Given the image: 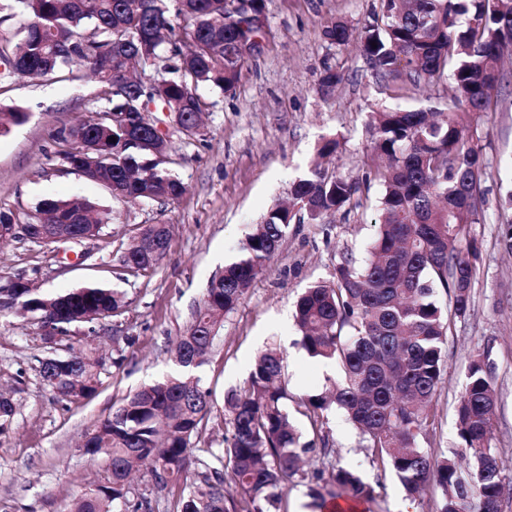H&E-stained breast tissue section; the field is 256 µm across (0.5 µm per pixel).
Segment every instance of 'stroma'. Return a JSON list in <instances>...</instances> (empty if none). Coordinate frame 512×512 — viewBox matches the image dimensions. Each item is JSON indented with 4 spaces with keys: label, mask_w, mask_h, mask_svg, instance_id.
<instances>
[{
    "label": "stroma",
    "mask_w": 512,
    "mask_h": 512,
    "mask_svg": "<svg viewBox=\"0 0 512 512\" xmlns=\"http://www.w3.org/2000/svg\"><path fill=\"white\" fill-rule=\"evenodd\" d=\"M380 10V0H266L268 28L261 54L250 60L234 94L199 88L207 103L205 127L192 143L171 137L175 174L185 193L169 203L136 205L113 201L103 187L52 161L53 133L95 111V83L84 70L73 79L33 81L0 76V107H18L27 121L0 137V210L33 213L46 197L80 195L111 209L114 221L93 240L57 250L14 240L0 247V272L36 278L44 288L64 291L86 285L125 290L128 307L97 324L93 342L111 352L114 336L132 337L123 348L122 367H108L97 393L72 403L56 401L42 386L36 368L46 350L36 324L21 317L0 320V386L24 380L16 396L11 429L0 436V512H68L72 496L105 483L106 458L89 460L79 447L85 433L112 414L142 383L173 373L171 350L192 319L209 280L236 260L246 236L274 205L287 201L292 182L315 164L322 138L341 146L326 166L353 177L376 165L368 127L380 109H455L449 79L415 87L399 79H376L357 42L329 44L327 21L340 18L363 30ZM344 79L329 94L318 90L325 67ZM492 108L472 115L486 161L483 204L468 236L479 247L471 288V310L450 323L446 367L438 386L435 423L423 445L454 456L459 439L455 413L472 355L493 365L498 402L491 446L508 486L501 512H512V210L502 201L512 191V61L491 95ZM379 182L361 187L349 205L317 223L292 224L287 238L252 284L236 310L227 315L207 362L198 370L212 391V408L200 442L223 445L224 396L247 380L258 352L269 342L285 357L290 397L288 412L315 449L310 469L329 464L353 468L374 489L359 512H436L441 499L430 485L417 498L407 496L394 472L373 465L358 431L332 408L317 419L303 415L297 399L323 391L336 377L334 364L310 357L299 344L293 312L298 296L328 278L343 253L362 257L379 219ZM164 220L173 226L165 257L152 271L121 277L115 255L138 227ZM84 334L60 345L58 354L85 350ZM332 448L324 458L320 447ZM328 492V481H289L270 512H328L314 504L312 488Z\"/></svg>",
    "instance_id": "obj_1"
}]
</instances>
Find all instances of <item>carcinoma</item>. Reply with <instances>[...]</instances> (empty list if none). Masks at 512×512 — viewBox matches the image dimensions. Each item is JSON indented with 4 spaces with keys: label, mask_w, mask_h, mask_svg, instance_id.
<instances>
[{
    "label": "carcinoma",
    "mask_w": 512,
    "mask_h": 512,
    "mask_svg": "<svg viewBox=\"0 0 512 512\" xmlns=\"http://www.w3.org/2000/svg\"><path fill=\"white\" fill-rule=\"evenodd\" d=\"M33 19L16 44L20 58L0 62L32 80L64 77L73 68L97 80L101 106L92 119L57 131L52 160L81 173L126 203L174 201L184 186L172 172L171 140L146 121L152 108L168 112L183 135L201 132L207 105L200 86L235 92L249 58L235 52L253 31L226 0H16ZM324 38L344 46L356 39L376 77L430 84L450 72L461 108L456 112L384 110L371 113L372 151L387 159L361 180L316 165L291 186V204L275 206L245 239L241 257L209 281L205 296L177 341L180 373L142 386L84 436L83 453L108 460L106 484L81 492L70 512H152L151 500L130 498L128 478L148 470L160 490L180 487L179 512H264L281 497L285 481L303 475L301 455L313 448L288 415L284 354L269 345L255 358L247 381L224 396V448L199 447L210 412V391L193 371L201 367L224 316L236 309L288 236L293 221H316L344 209L360 183L379 182L381 221L358 264L341 257L330 278L298 298L295 322L302 348L336 363L340 378L300 399L305 413L336 406L358 429L372 463L395 472L418 496L433 482L442 491L440 512H499L504 478L491 448L496 390L486 356H472L458 399L457 454H470L468 474L420 446L434 417V398L446 365L451 319L470 311L477 247L459 243L477 221L485 173L474 143L471 113L489 108L501 79V59L512 53V0H381L380 13L359 35L341 19ZM377 47H372V44ZM343 75L327 66L319 80L326 95ZM27 120L18 108L0 109V136ZM116 141H109L110 137ZM43 223L0 211V235L38 246L54 244L53 228L82 239L99 236L112 211L80 196L46 197L35 206ZM169 247L164 222L138 229L118 251L120 267L134 276L153 269ZM16 276H0V318L20 310L40 328L51 367L37 376L59 402L95 394L106 358L97 351L59 357L56 346L76 329L125 312V294L83 286L63 292L32 286L18 291ZM448 296V309L438 293ZM15 403L0 398V434ZM197 479L187 482L191 466ZM331 495L368 499L373 488L353 470L334 468ZM242 492L241 500L226 486Z\"/></svg>",
    "instance_id": "obj_1"
}]
</instances>
